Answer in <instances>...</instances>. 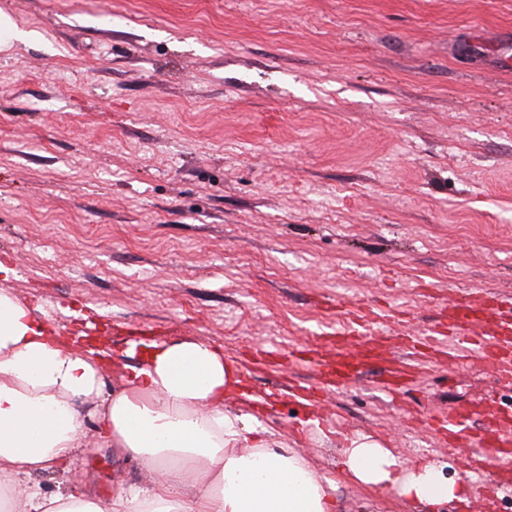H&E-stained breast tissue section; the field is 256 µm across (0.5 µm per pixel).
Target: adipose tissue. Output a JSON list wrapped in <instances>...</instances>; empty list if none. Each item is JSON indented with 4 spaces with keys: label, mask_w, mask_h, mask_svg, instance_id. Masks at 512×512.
<instances>
[{
    "label": "adipose tissue",
    "mask_w": 512,
    "mask_h": 512,
    "mask_svg": "<svg viewBox=\"0 0 512 512\" xmlns=\"http://www.w3.org/2000/svg\"><path fill=\"white\" fill-rule=\"evenodd\" d=\"M0 262V491L8 512H340L337 478L319 474L298 450L270 447L263 431L227 408L240 369L221 344L149 343L124 365L117 391L102 395L105 351L84 335L38 319L6 283ZM95 400L99 437L139 460L146 488L100 499L90 489L46 495L20 478L71 467L85 453L78 400ZM446 462L413 466L362 436L341 448L339 478L392 492L408 512H445L469 485Z\"/></svg>",
    "instance_id": "ef3b65f1"
}]
</instances>
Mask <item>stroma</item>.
Returning <instances> with one entry per match:
<instances>
[{
    "instance_id": "stroma-1",
    "label": "stroma",
    "mask_w": 512,
    "mask_h": 512,
    "mask_svg": "<svg viewBox=\"0 0 512 512\" xmlns=\"http://www.w3.org/2000/svg\"><path fill=\"white\" fill-rule=\"evenodd\" d=\"M39 37L0 50V262L40 318L73 309L116 350L222 344L229 407L335 475L368 436L407 465L444 448L409 416L512 406L473 359L423 361L405 406L378 360L318 422L279 393L290 362L364 303L432 325L449 299L512 292V0H0ZM266 397L260 408L252 395ZM34 479L52 494L145 484L99 446ZM345 512H406L339 481Z\"/></svg>"
}]
</instances>
